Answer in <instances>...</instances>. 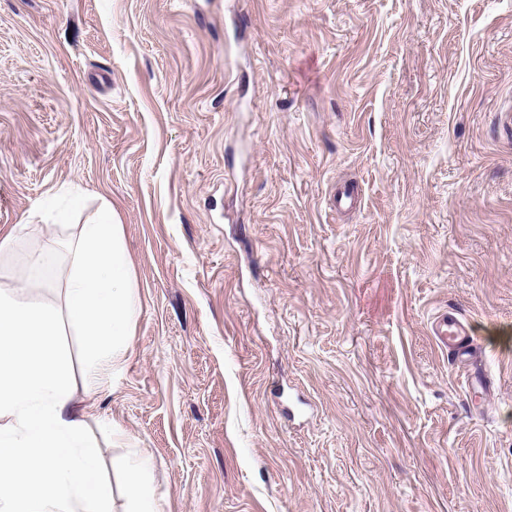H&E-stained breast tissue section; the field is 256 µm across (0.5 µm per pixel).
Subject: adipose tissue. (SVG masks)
Here are the masks:
<instances>
[{
	"label": "adipose tissue",
	"mask_w": 512,
	"mask_h": 512,
	"mask_svg": "<svg viewBox=\"0 0 512 512\" xmlns=\"http://www.w3.org/2000/svg\"><path fill=\"white\" fill-rule=\"evenodd\" d=\"M66 316L84 338L90 373L126 348L134 310L122 228L110 210L68 242ZM53 304L0 290V512H112L100 448L72 401L68 352Z\"/></svg>",
	"instance_id": "ef3b65f1"
}]
</instances>
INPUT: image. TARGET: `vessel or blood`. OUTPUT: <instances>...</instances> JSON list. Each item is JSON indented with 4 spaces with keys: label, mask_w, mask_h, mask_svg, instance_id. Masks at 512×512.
<instances>
[{
    "label": "vessel or blood",
    "mask_w": 512,
    "mask_h": 512,
    "mask_svg": "<svg viewBox=\"0 0 512 512\" xmlns=\"http://www.w3.org/2000/svg\"><path fill=\"white\" fill-rule=\"evenodd\" d=\"M429 331L447 352L449 364L465 367L468 384L488 385L489 374L474 349L472 325L462 313L451 307L434 314Z\"/></svg>",
    "instance_id": "1"
}]
</instances>
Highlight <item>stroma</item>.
Here are the masks:
<instances>
[{"label": "stroma", "instance_id": "35a3bbf8", "mask_svg": "<svg viewBox=\"0 0 512 512\" xmlns=\"http://www.w3.org/2000/svg\"><path fill=\"white\" fill-rule=\"evenodd\" d=\"M105 206L132 336L58 342L112 512L143 457L161 512H512V0H0V287L63 307ZM429 331L437 345L448 353L451 366L467 369V386L475 383L484 391L491 392L489 374L474 350L472 325L457 309L448 306L434 314L429 321Z\"/></svg>", "mask_w": 512, "mask_h": 512}]
</instances>
